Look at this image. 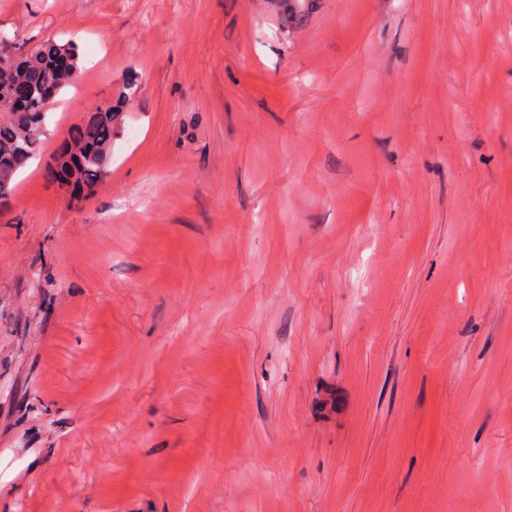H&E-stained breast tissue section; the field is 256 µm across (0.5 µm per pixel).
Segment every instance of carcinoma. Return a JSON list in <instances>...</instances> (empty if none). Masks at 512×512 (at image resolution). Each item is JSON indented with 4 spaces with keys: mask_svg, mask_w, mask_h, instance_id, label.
I'll list each match as a JSON object with an SVG mask.
<instances>
[{
    "mask_svg": "<svg viewBox=\"0 0 512 512\" xmlns=\"http://www.w3.org/2000/svg\"><path fill=\"white\" fill-rule=\"evenodd\" d=\"M63 56L70 60L72 70L78 69L76 48L50 41L13 62L9 69L0 71V106L12 104L17 86L25 85L30 89L20 108L8 110L6 116L0 118V214L14 192L15 175L41 152L46 114L53 106L44 99L41 84L44 75L52 72ZM114 113L111 105L98 107L72 126L68 141L50 172L60 183H73V194L77 197L85 190H92L108 171Z\"/></svg>",
    "mask_w": 512,
    "mask_h": 512,
    "instance_id": "carcinoma-1",
    "label": "carcinoma"
}]
</instances>
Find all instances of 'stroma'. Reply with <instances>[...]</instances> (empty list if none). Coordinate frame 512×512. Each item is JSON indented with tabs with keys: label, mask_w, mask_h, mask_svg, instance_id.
I'll list each match as a JSON object with an SVG mask.
<instances>
[{
	"label": "stroma",
	"mask_w": 512,
	"mask_h": 512,
	"mask_svg": "<svg viewBox=\"0 0 512 512\" xmlns=\"http://www.w3.org/2000/svg\"><path fill=\"white\" fill-rule=\"evenodd\" d=\"M80 73L0 218V512H512V0H0ZM134 81L106 178L48 168Z\"/></svg>",
	"instance_id": "stroma-1"
}]
</instances>
